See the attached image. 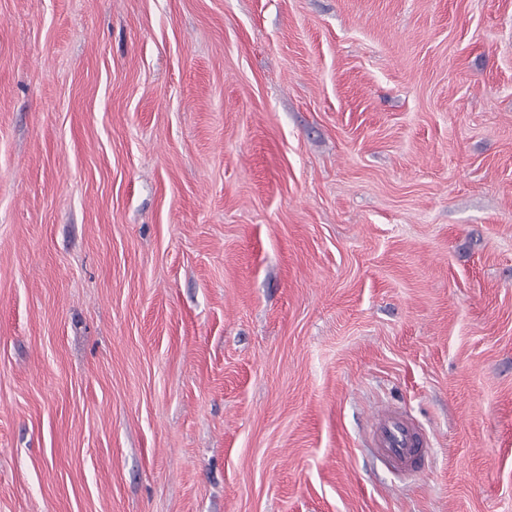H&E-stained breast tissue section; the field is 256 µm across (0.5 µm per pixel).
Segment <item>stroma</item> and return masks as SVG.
<instances>
[{"instance_id": "1", "label": "stroma", "mask_w": 512, "mask_h": 512, "mask_svg": "<svg viewBox=\"0 0 512 512\" xmlns=\"http://www.w3.org/2000/svg\"><path fill=\"white\" fill-rule=\"evenodd\" d=\"M0 512H512V0H0ZM374 450L388 465L402 472L423 462L426 442L418 428L396 412H385L375 425Z\"/></svg>"}]
</instances>
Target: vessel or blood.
I'll return each instance as SVG.
<instances>
[{
  "label": "vessel or blood",
  "instance_id": "obj_1",
  "mask_svg": "<svg viewBox=\"0 0 512 512\" xmlns=\"http://www.w3.org/2000/svg\"><path fill=\"white\" fill-rule=\"evenodd\" d=\"M375 431L372 444L385 463L402 472L420 466L426 442L412 422L396 412H386L378 419Z\"/></svg>",
  "mask_w": 512,
  "mask_h": 512
}]
</instances>
